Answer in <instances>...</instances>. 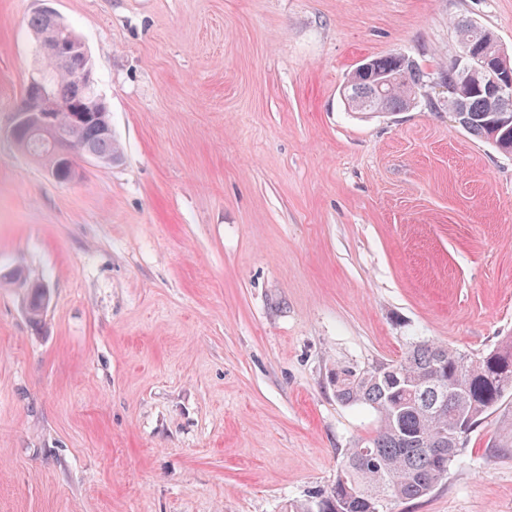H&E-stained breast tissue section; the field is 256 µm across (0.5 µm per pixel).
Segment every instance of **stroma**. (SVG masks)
<instances>
[{
	"label": "stroma",
	"instance_id": "35a3bbf8",
	"mask_svg": "<svg viewBox=\"0 0 512 512\" xmlns=\"http://www.w3.org/2000/svg\"><path fill=\"white\" fill-rule=\"evenodd\" d=\"M45 2L123 148L67 183L3 134ZM461 20L512 55V0H0V512H286L377 426L337 363L512 336V156L441 82ZM388 53L424 72L416 106L351 112ZM394 509L512 512V395ZM15 279L18 281L23 279L22 283L25 288L24 303L26 309L30 310V323L35 326L40 325L42 321L41 309L47 298L48 302H50L49 288L39 280H28L21 271L17 272Z\"/></svg>",
	"mask_w": 512,
	"mask_h": 512
}]
</instances>
